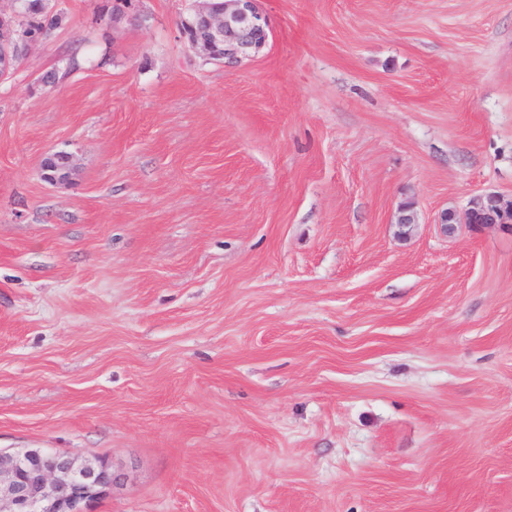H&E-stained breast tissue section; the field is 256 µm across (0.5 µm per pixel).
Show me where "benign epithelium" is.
<instances>
[{
  "instance_id": "obj_1",
  "label": "benign epithelium",
  "mask_w": 512,
  "mask_h": 512,
  "mask_svg": "<svg viewBox=\"0 0 512 512\" xmlns=\"http://www.w3.org/2000/svg\"><path fill=\"white\" fill-rule=\"evenodd\" d=\"M203 30L209 47L220 48L219 60L237 64L258 54L270 27L259 0H203L184 21L185 36ZM42 41L33 30L15 36L0 51V82L12 75L10 58H24ZM121 480L103 460L80 461L54 451L7 452L0 449V512H83L82 505Z\"/></svg>"
}]
</instances>
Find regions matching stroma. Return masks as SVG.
I'll return each mask as SVG.
<instances>
[{
	"mask_svg": "<svg viewBox=\"0 0 512 512\" xmlns=\"http://www.w3.org/2000/svg\"><path fill=\"white\" fill-rule=\"evenodd\" d=\"M52 3L0 83V448L123 473L87 512H512V224L465 218L512 201V0H261L230 66L194 0Z\"/></svg>",
	"mask_w": 512,
	"mask_h": 512,
	"instance_id": "stroma-1",
	"label": "stroma"
}]
</instances>
